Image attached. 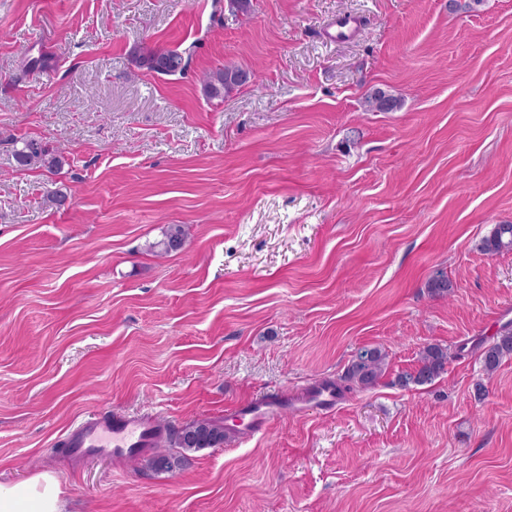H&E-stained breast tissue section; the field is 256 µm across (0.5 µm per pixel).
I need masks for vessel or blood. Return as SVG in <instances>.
Listing matches in <instances>:
<instances>
[{"label": "vessel or blood", "mask_w": 512, "mask_h": 512, "mask_svg": "<svg viewBox=\"0 0 512 512\" xmlns=\"http://www.w3.org/2000/svg\"><path fill=\"white\" fill-rule=\"evenodd\" d=\"M358 31V20L352 15L342 13L326 26L324 35L331 41H344L354 37ZM287 411L288 401L278 391L236 408L238 415L247 418L248 433L252 436L266 430ZM156 432V421L141 414L98 413L71 425L65 435V442L76 461L91 454L126 457L149 446Z\"/></svg>", "instance_id": "b4317fda"}]
</instances>
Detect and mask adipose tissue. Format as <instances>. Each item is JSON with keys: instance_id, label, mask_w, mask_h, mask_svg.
<instances>
[{"instance_id": "1", "label": "adipose tissue", "mask_w": 512, "mask_h": 512, "mask_svg": "<svg viewBox=\"0 0 512 512\" xmlns=\"http://www.w3.org/2000/svg\"><path fill=\"white\" fill-rule=\"evenodd\" d=\"M62 491L48 472L10 485H0V512H63Z\"/></svg>"}]
</instances>
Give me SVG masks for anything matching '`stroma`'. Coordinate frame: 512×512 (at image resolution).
Listing matches in <instances>:
<instances>
[{"instance_id": "1", "label": "stroma", "mask_w": 512, "mask_h": 512, "mask_svg": "<svg viewBox=\"0 0 512 512\" xmlns=\"http://www.w3.org/2000/svg\"><path fill=\"white\" fill-rule=\"evenodd\" d=\"M340 13L362 28L335 43ZM227 64L252 81L209 98ZM26 140L61 168L18 167ZM170 224L185 249L154 256ZM499 224L512 0H0V484L53 473L67 512H512V357L480 360L512 327ZM429 345L444 372L401 388ZM374 347L373 389L172 473L62 445L102 410L229 426ZM133 58L140 67L164 76L181 75L188 66V58L178 48L154 50L138 47L133 52ZM512 356V329L504 330L482 348L483 369L490 374L497 370L502 360Z\"/></svg>"}]
</instances>
